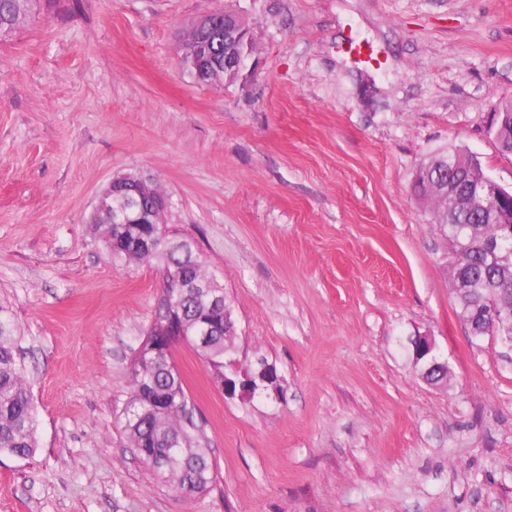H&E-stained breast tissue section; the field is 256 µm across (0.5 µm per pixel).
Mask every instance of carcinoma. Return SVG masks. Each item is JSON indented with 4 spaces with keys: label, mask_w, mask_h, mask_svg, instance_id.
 <instances>
[{
    "label": "carcinoma",
    "mask_w": 512,
    "mask_h": 512,
    "mask_svg": "<svg viewBox=\"0 0 512 512\" xmlns=\"http://www.w3.org/2000/svg\"><path fill=\"white\" fill-rule=\"evenodd\" d=\"M35 0H0V34L34 9ZM495 138L500 150L512 154V103L494 118ZM432 224L448 238L453 255L452 275L465 281L466 291L458 295L461 315L475 336L495 335L512 344V318L492 323L473 318L477 310L495 306L512 310V258L490 257L486 244L505 233L498 220L482 215L479 206L448 212V204L437 198L431 212ZM136 258L153 259L169 269L180 267L189 282L216 279L206 274L197 252L190 262L171 242L156 239ZM171 296V312L184 315L181 340L194 349L224 388V356L229 330L223 312L210 307L211 291L192 288L184 291L177 282L164 289ZM17 331L10 315L0 306V453L28 458L35 453L37 412L25 377L26 366L16 353ZM121 416L124 431L140 457L150 464L179 495L207 491L215 481L210 448L189 407L184 380L172 361L170 346L156 336L134 360L130 391Z\"/></svg>",
    "instance_id": "cac0c4a2"
}]
</instances>
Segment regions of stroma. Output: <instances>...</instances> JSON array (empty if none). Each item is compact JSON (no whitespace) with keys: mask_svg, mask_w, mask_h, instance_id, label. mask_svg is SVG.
<instances>
[{"mask_svg":"<svg viewBox=\"0 0 512 512\" xmlns=\"http://www.w3.org/2000/svg\"><path fill=\"white\" fill-rule=\"evenodd\" d=\"M224 10L259 64L196 82L181 42ZM510 101L512 0H40L0 38V303L38 417L32 457L0 454V512H512V345L471 335L412 190L450 145L512 188L487 131ZM124 174L223 286L230 360L282 379L231 398L173 344L210 493L176 495L122 428L162 285L91 221ZM414 358L424 364V375H430L437 370L446 371L444 364L437 361L433 355L435 343L431 336L419 335L413 340Z\"/></svg>","mask_w":512,"mask_h":512,"instance_id":"35a3bbf8","label":"stroma"}]
</instances>
